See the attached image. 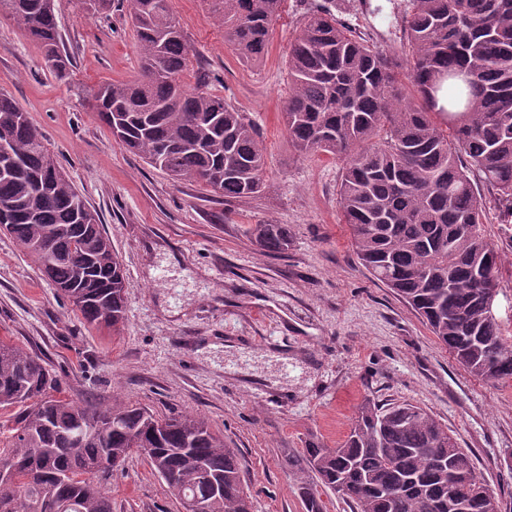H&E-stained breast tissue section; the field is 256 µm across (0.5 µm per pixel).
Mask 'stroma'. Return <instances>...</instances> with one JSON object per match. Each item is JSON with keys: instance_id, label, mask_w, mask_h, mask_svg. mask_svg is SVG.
<instances>
[{"instance_id": "stroma-1", "label": "stroma", "mask_w": 512, "mask_h": 512, "mask_svg": "<svg viewBox=\"0 0 512 512\" xmlns=\"http://www.w3.org/2000/svg\"><path fill=\"white\" fill-rule=\"evenodd\" d=\"M410 0H283L268 52L244 63L205 0H170L190 46L191 74L245 113L267 157L268 190L227 200L172 180L127 150L91 111L92 91L134 79L135 33L122 7L80 12L63 0L58 24L73 73L61 82L39 47L0 17V91L44 132L94 208L123 266L119 331L82 324L32 260L0 232V336L35 353L78 402L108 400L167 415L204 416L241 454L253 512H304L282 465L308 443L336 445L364 399L431 410L512 512V386H491L453 359L429 328L359 263L338 205L341 163L296 151L281 113L288 51L305 17L329 9L377 49L403 55ZM484 226L498 249L496 315L512 334V223L483 182ZM288 225L285 254L256 249L249 225ZM112 512H180L143 457L109 474Z\"/></svg>"}]
</instances>
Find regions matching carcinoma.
I'll return each mask as SVG.
<instances>
[{
    "label": "carcinoma",
    "instance_id": "carcinoma-1",
    "mask_svg": "<svg viewBox=\"0 0 512 512\" xmlns=\"http://www.w3.org/2000/svg\"><path fill=\"white\" fill-rule=\"evenodd\" d=\"M240 59L263 60L282 0H205ZM59 0H0L56 78ZM139 76L105 83L91 108L130 151L176 180L226 199L266 190L254 125L224 98L191 88L190 49L169 0H127ZM401 58L374 49L328 10L304 20L288 53L283 122L301 153L339 158L343 223L360 263L399 296L468 373L512 384V338L486 315L501 257L486 239V207L470 174L512 218V0H413ZM442 118V124L432 116ZM0 230L24 250L89 326L124 321V275L98 214L19 104L0 92ZM252 242L288 250L286 224H252ZM101 433L79 438L82 428ZM146 458L178 501L203 512H252L241 456L206 419L158 417L136 405L78 403L37 355L0 337V512H112L104 477ZM306 512H326L318 488L352 512H500L472 456L437 417L412 403L358 407L334 448L312 443L284 460Z\"/></svg>",
    "mask_w": 512,
    "mask_h": 512
}]
</instances>
